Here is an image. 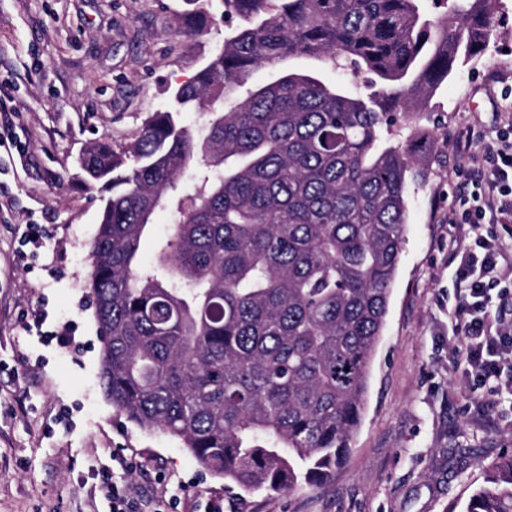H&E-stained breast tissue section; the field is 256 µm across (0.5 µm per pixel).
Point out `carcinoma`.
<instances>
[{
    "instance_id": "carcinoma-1",
    "label": "carcinoma",
    "mask_w": 512,
    "mask_h": 512,
    "mask_svg": "<svg viewBox=\"0 0 512 512\" xmlns=\"http://www.w3.org/2000/svg\"><path fill=\"white\" fill-rule=\"evenodd\" d=\"M497 3L224 0L236 27L193 80L133 142L100 138L80 159L109 192L89 294L113 406L246 490L318 487L346 462L406 240L404 130L485 50ZM184 4L183 31H207L209 0ZM290 58L363 73L369 93L306 69L244 88ZM191 110L210 111L206 133ZM160 211L171 227L148 266ZM496 470L465 512H512V455ZM169 216L165 212L157 214L154 221V232L145 236L140 245V259L146 265L154 264L157 257V244L160 237L166 235V228L169 223Z\"/></svg>"
}]
</instances>
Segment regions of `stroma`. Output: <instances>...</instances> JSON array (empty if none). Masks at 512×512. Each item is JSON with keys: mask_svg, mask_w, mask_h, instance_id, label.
<instances>
[{"mask_svg": "<svg viewBox=\"0 0 512 512\" xmlns=\"http://www.w3.org/2000/svg\"><path fill=\"white\" fill-rule=\"evenodd\" d=\"M183 0H0V512H104L109 469L134 502L163 512H465L512 454V407H475L454 368L452 223L478 180L464 148L512 125V0L488 48L439 83L413 121L425 141L409 189L406 243L366 408L351 453L322 487L250 492L204 470L171 436L120 413L100 381L102 342L88 297L102 192L79 176L99 137L123 145L228 33L223 0L208 32L179 33ZM40 238V248L27 245ZM45 308L42 329L22 314ZM75 322L80 354L42 331ZM137 455L128 473L113 454Z\"/></svg>", "mask_w": 512, "mask_h": 512, "instance_id": "1", "label": "stroma"}]
</instances>
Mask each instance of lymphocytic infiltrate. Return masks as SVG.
Listing matches in <instances>:
<instances>
[{
	"mask_svg": "<svg viewBox=\"0 0 512 512\" xmlns=\"http://www.w3.org/2000/svg\"><path fill=\"white\" fill-rule=\"evenodd\" d=\"M482 177L471 193L461 224L486 225V233L453 240L456 303L451 332L458 339L456 368L472 380L474 400L512 396V296L500 293L501 270L512 266V246L494 225L512 220V139L499 133L483 148Z\"/></svg>",
	"mask_w": 512,
	"mask_h": 512,
	"instance_id": "1",
	"label": "lymphocytic infiltrate"
}]
</instances>
